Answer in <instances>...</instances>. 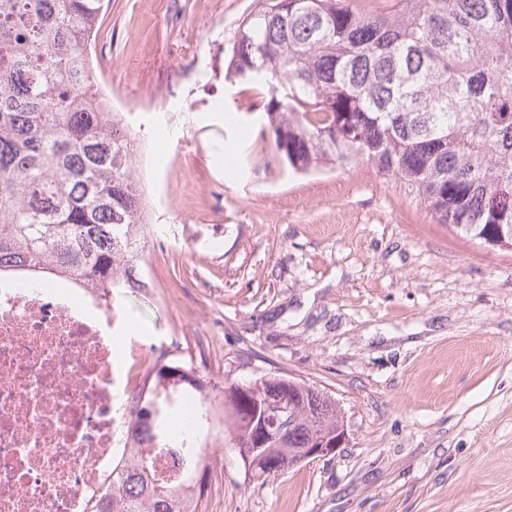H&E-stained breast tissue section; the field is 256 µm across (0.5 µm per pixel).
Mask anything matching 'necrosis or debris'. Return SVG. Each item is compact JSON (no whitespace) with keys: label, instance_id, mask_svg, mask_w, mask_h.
<instances>
[{"label":"necrosis or debris","instance_id":"4bbe7bcc","mask_svg":"<svg viewBox=\"0 0 512 512\" xmlns=\"http://www.w3.org/2000/svg\"><path fill=\"white\" fill-rule=\"evenodd\" d=\"M112 315L96 288L0 279V512H86L130 448L145 388L115 392Z\"/></svg>","mask_w":512,"mask_h":512}]
</instances>
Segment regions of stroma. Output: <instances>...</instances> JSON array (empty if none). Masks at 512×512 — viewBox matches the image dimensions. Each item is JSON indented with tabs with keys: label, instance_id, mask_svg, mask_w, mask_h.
Wrapping results in <instances>:
<instances>
[{
	"label": "stroma",
	"instance_id": "stroma-1",
	"mask_svg": "<svg viewBox=\"0 0 512 512\" xmlns=\"http://www.w3.org/2000/svg\"><path fill=\"white\" fill-rule=\"evenodd\" d=\"M254 0H111L102 89L144 190L140 277L112 333L204 385L287 375L325 389L334 455L246 478L210 454L201 512H512V252L436 223L370 164L297 175L224 79ZM238 124L224 121L225 109Z\"/></svg>",
	"mask_w": 512,
	"mask_h": 512
}]
</instances>
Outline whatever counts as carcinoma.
Instances as JSON below:
<instances>
[{
  "label": "carcinoma",
  "instance_id": "cac0c4a2",
  "mask_svg": "<svg viewBox=\"0 0 512 512\" xmlns=\"http://www.w3.org/2000/svg\"><path fill=\"white\" fill-rule=\"evenodd\" d=\"M371 2L257 0L224 79L264 89L260 134L293 172L367 162L437 223L512 252V0H396L389 13ZM104 7L0 0V272L80 275L107 299L141 287L144 212L128 130L86 83ZM199 381L178 366L156 370L127 427L131 461L112 468L90 512H199L207 466L172 481L157 471L169 392L199 393ZM220 395L224 432L255 478L345 434L336 398L291 376Z\"/></svg>",
  "mask_w": 512,
  "mask_h": 512
}]
</instances>
